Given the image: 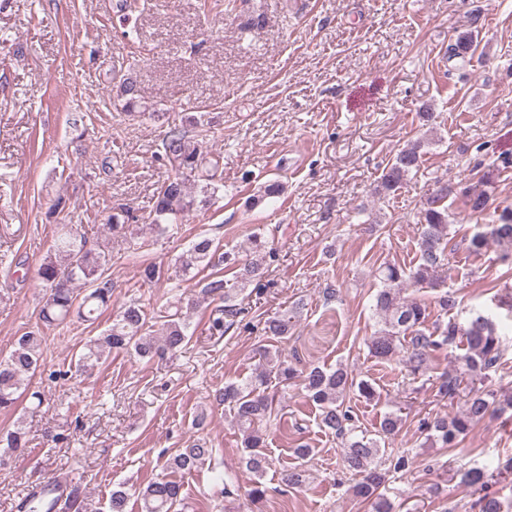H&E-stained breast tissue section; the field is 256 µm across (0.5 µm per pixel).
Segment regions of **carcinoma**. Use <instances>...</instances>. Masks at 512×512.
<instances>
[{
    "mask_svg": "<svg viewBox=\"0 0 512 512\" xmlns=\"http://www.w3.org/2000/svg\"><path fill=\"white\" fill-rule=\"evenodd\" d=\"M478 28L468 29L449 45L451 58L466 59L476 48ZM116 98L123 101L126 112L135 110L141 101V89L132 73L123 74L116 81ZM424 140L407 144L394 153L384 167L376 186V193L388 196L394 193L408 177L419 169ZM163 159L175 175L169 178L157 194L148 223L141 226L121 222L119 215L111 214L107 229L112 234H134L148 230L159 239L169 237L190 213L198 210L215 196L221 186L214 182L219 159L208 157L202 151L187 128L173 124L162 139ZM196 183L201 199L189 191L188 183ZM448 197V187L442 186L439 193L426 201L423 224L418 228L420 259L411 267L385 262L375 270L380 288L373 297V312L378 318L379 329L368 342L370 355L379 362H390L403 344H408L405 365L410 373L422 376L428 370L431 356L439 351H452L456 341H466V352L451 356L453 369L439 378L437 393L452 400L459 395L464 377L486 380L489 372L503 356L506 339L498 335L490 312L472 309L466 316L458 311L459 301L450 291H440L435 296L437 319L432 328L425 326L429 313L427 307L415 299L401 296L407 288L440 287L437 269L441 266L449 242L448 207L442 201ZM487 192L466 193L465 206L472 212L486 209ZM512 242V210H503L495 223L485 230L474 233L469 239L468 251L479 254L488 241ZM252 258L240 263L233 252H219L214 239L200 234L189 247L175 259V272L187 275L199 267H207L217 260L224 267L235 270L236 282L245 288L260 282L264 275L266 258L274 252L260 236H251ZM111 258L103 252L87 247L86 240L78 237L64 224L57 228L53 252L49 253L39 268V277L48 298L40 310L41 326L19 336L12 351L0 359V411L13 409L20 398L19 390L24 382L34 376L44 365L46 336L42 328H53L74 319L94 321L97 313L109 308L112 303V284L104 277L105 267ZM206 298H222L230 301V292L222 276L212 277L202 289ZM301 307L285 310L264 320L265 335L279 342L292 336ZM455 315L448 316V313ZM190 323L182 316V309L167 315L163 322V334L156 336L148 325V315L140 303L131 300L125 303L102 334L86 340L79 355V363L85 367L100 361L112 351H132L140 358L163 357L179 351L191 338ZM259 367L255 374L240 381L229 382L220 390L216 399L223 402L231 412L235 424L242 434V459L252 476L247 496L257 501L265 495L261 483L269 461L263 451V437L259 424L271 416L274 398L266 393L268 381L278 380L283 386L299 382L309 401L317 410V425L320 429L340 439L346 448L344 466L355 476L351 486L354 497L371 502L374 512H394L391 500L379 489L386 483L403 478L410 471L413 456L407 448H390L386 440L397 434L403 426V417L397 411L383 414L379 429L374 435L360 429L356 424L346 399L351 389L359 396L373 400L377 389L369 380L354 381L342 365L330 368L313 367L299 369L288 363L279 350L265 345L259 347ZM512 407V396L501 395L492 390H472L465 400V408L453 415H437L422 420L420 434L430 446L455 448L472 427L485 418L491 406ZM30 440L21 423L13 429L0 432V466L5 464L9 453L23 451ZM217 450L207 441L196 439L170 456L165 464L169 475L157 477L137 493L140 512H184L186 497L184 484L177 475L197 472L214 460ZM512 474V457L498 461L493 469L463 464L459 468L461 481L481 493L475 506L479 512H512V504L506 505L497 495L487 492L492 480ZM80 486L64 492L61 484L48 481L28 492L17 504L18 512H60L64 507L77 512L83 509ZM130 494L123 486L112 489L109 497V512H128Z\"/></svg>",
    "mask_w": 512,
    "mask_h": 512,
    "instance_id": "1",
    "label": "carcinoma"
}]
</instances>
